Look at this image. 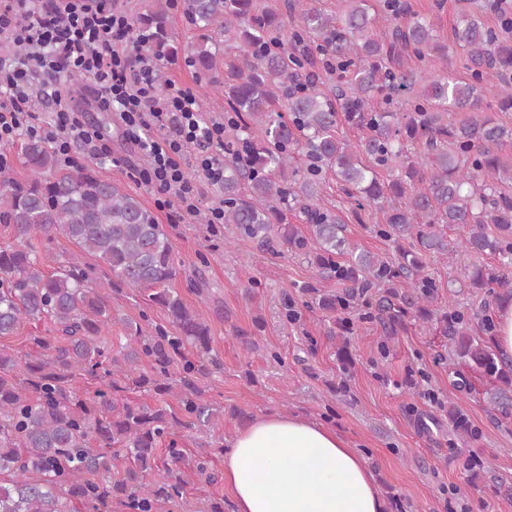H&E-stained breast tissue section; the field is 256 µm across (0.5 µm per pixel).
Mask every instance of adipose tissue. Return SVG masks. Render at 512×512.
Instances as JSON below:
<instances>
[{
  "instance_id": "1",
  "label": "adipose tissue",
  "mask_w": 512,
  "mask_h": 512,
  "mask_svg": "<svg viewBox=\"0 0 512 512\" xmlns=\"http://www.w3.org/2000/svg\"><path fill=\"white\" fill-rule=\"evenodd\" d=\"M234 512H388L366 460L322 423L261 415L223 456Z\"/></svg>"
}]
</instances>
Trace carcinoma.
I'll return each mask as SVG.
<instances>
[{
  "mask_svg": "<svg viewBox=\"0 0 512 512\" xmlns=\"http://www.w3.org/2000/svg\"><path fill=\"white\" fill-rule=\"evenodd\" d=\"M181 8L200 31L191 61L205 86L224 92L233 117L224 127V223L261 250L312 259L322 278L343 286L320 296L321 310L347 311L372 291L370 318L386 336L409 318L435 321L448 353L487 381V409L512 416V362L495 349L490 303L465 313L450 302L452 311L433 318L439 286L423 262L427 253L466 255L471 287L512 299V166L497 155L512 128L480 111L491 82L500 109L512 110V43L458 15L453 39L471 77L452 78L414 66L444 46L432 18L394 17L399 4L385 15L370 13L367 0H340L334 13L289 0L291 29L263 0H181ZM171 9V0H148L132 20L137 49L166 62L185 52ZM380 27L388 38L377 37ZM319 55L334 64L328 91L309 72ZM376 94L404 95L411 111L399 119L371 104ZM341 121L358 130L357 144L338 134ZM20 157L26 177L0 170V224L14 238L0 247V336L26 323L50 329L30 338L32 354L0 349V512H75L76 502L86 512H112L114 502L168 512L190 481L174 427L214 418L202 385L220 367L210 329L168 288L177 273L170 236L136 195L100 175L105 161L70 167L29 138ZM329 171L355 209L383 213L375 233L396 244L395 258L350 248L345 222L319 197ZM285 210L302 215L312 238L282 223ZM442 224L464 234L450 239ZM58 234L99 260L112 285L151 290L166 325H139L112 351L105 335L117 317L95 288V268L76 255L45 269ZM486 255L498 257L496 271L481 263ZM86 377L94 390L76 385ZM137 392L158 404L133 400Z\"/></svg>",
  "mask_w": 512,
  "mask_h": 512,
  "instance_id": "1",
  "label": "carcinoma"
}]
</instances>
